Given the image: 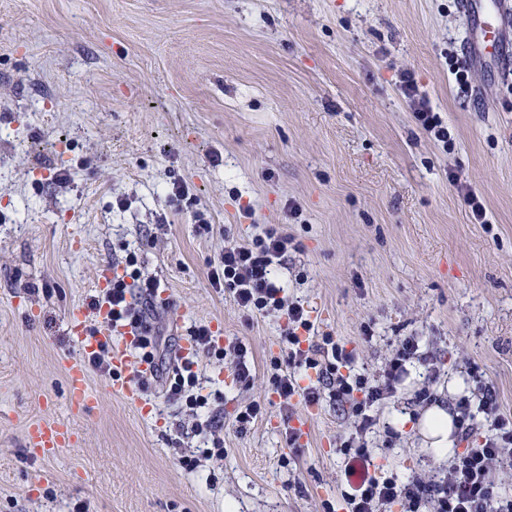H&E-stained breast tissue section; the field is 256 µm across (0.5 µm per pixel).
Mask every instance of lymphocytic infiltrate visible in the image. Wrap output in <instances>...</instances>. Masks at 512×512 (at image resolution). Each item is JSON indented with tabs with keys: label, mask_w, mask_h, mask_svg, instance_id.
Instances as JSON below:
<instances>
[{
	"label": "lymphocytic infiltrate",
	"mask_w": 512,
	"mask_h": 512,
	"mask_svg": "<svg viewBox=\"0 0 512 512\" xmlns=\"http://www.w3.org/2000/svg\"><path fill=\"white\" fill-rule=\"evenodd\" d=\"M401 89L413 103L414 117L421 127L438 141L448 142L447 126L429 99L420 95L410 73L402 74ZM291 243L288 235L265 228L250 241L225 247L210 263L207 276L212 288L229 294L245 321L268 316L282 320L281 342L288 351L290 367L273 372L270 383L284 414H291V401L296 397L310 405L327 400L347 408L355 434L343 440L339 448L347 460L342 475L348 487L343 494L346 512H381L396 502L403 512H512V494L503 491L493 475L496 469L512 467V416L502 412L490 386L477 384L470 394L457 400L453 409L462 438L470 437L479 414L489 423L487 434L477 446L451 457L438 474L401 482L375 464L373 451L365 441L376 424L374 408L394 397L409 374V364L417 362L430 368L434 358L421 350L419 337H404L390 354L383 382L374 384L358 370L355 354L334 337L324 336L320 344L305 347L304 335L313 331L314 324L304 306L289 300L274 278V266L285 257ZM137 263V254L127 253L129 275L114 276L100 301L109 306L113 324L130 329L134 355L149 362L153 373L159 375L163 373L160 331L147 322L144 308L135 301L139 295L157 296L158 285L154 280L141 279ZM191 339L197 352L208 358H234L235 377L240 383L253 381L240 342L219 344L206 325L194 327ZM193 366V361L186 360L175 368L168 377L166 394L195 413L207 406L208 398L197 391L199 376ZM298 367L314 370L315 383L301 386L294 373Z\"/></svg>",
	"instance_id": "1"
}]
</instances>
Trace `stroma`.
<instances>
[{"instance_id": "obj_1", "label": "stroma", "mask_w": 512, "mask_h": 512, "mask_svg": "<svg viewBox=\"0 0 512 512\" xmlns=\"http://www.w3.org/2000/svg\"><path fill=\"white\" fill-rule=\"evenodd\" d=\"M468 40L458 0H0V512H344L350 418L322 402L310 441L286 447L269 384L286 360L280 323H245L207 279L266 224L292 239L275 279L372 383L399 338L434 357L437 381L411 367L378 411L377 464L401 481L438 470L393 425L422 413L423 385L449 407L451 383L479 373L512 412V81L468 65ZM406 71L450 146L416 124ZM176 182L187 199L171 198ZM130 252L160 283L145 308L163 359L200 324L248 349L247 387L231 362L198 359L223 457L203 456L163 380L137 408L92 369L95 406L68 402L65 364L81 352L66 316L85 309L99 329L88 303ZM253 400L266 413L238 435L233 415ZM44 419L76 439L36 459L25 431Z\"/></svg>"}]
</instances>
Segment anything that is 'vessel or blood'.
I'll use <instances>...</instances> for the list:
<instances>
[{"instance_id": "obj_1", "label": "vessel or blood", "mask_w": 512, "mask_h": 512, "mask_svg": "<svg viewBox=\"0 0 512 512\" xmlns=\"http://www.w3.org/2000/svg\"><path fill=\"white\" fill-rule=\"evenodd\" d=\"M463 17L470 24L471 55L477 62H498L504 59L512 45V0H460ZM101 329L89 330L83 312L72 311L67 316V330L85 355H92L101 346L112 349L109 388L113 394L135 403L139 400L131 381L133 371H149L147 362L137 359L129 350L128 330L113 327L108 307H100ZM67 395L78 408H93L95 393L89 385L84 363L71 361L66 365ZM75 434L68 425L55 421L37 422L26 430L25 444L40 459L52 456L58 448L72 443Z\"/></svg>"}]
</instances>
